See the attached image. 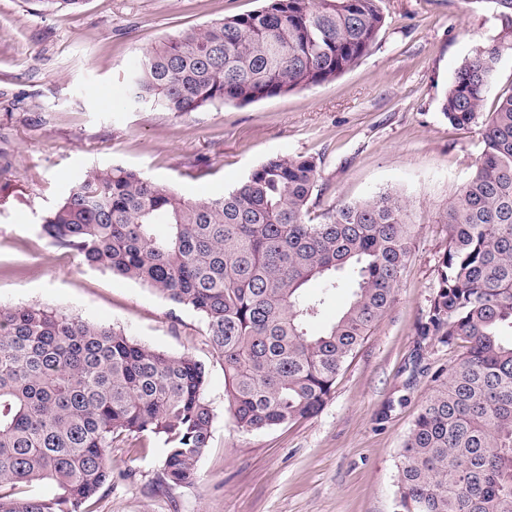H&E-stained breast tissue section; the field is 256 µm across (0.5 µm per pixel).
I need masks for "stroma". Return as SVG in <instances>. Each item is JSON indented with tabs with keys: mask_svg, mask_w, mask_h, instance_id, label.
Segmentation results:
<instances>
[{
	"mask_svg": "<svg viewBox=\"0 0 512 512\" xmlns=\"http://www.w3.org/2000/svg\"><path fill=\"white\" fill-rule=\"evenodd\" d=\"M263 0H85L47 13L0 0V307L38 303L121 328L209 369L210 446L191 485L162 483L163 443L113 440L112 481L93 512H394L399 454L434 374L458 345L422 339L448 245V202L484 144L478 127L444 117L446 90L479 48L499 44L484 113L512 91V38L492 0H379L384 23L369 53L341 76L245 106L177 116L122 107L143 53L165 38ZM315 161L310 217L384 190L402 196L411 253L389 310L344 365L316 416L258 433L239 430L223 367L201 317L146 286L86 265L53 245L41 220L92 167L121 166L191 198L234 188L273 157Z\"/></svg>",
	"mask_w": 512,
	"mask_h": 512,
	"instance_id": "stroma-1",
	"label": "stroma"
}]
</instances>
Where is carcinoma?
Here are the masks:
<instances>
[{"label":"carcinoma","instance_id":"1","mask_svg":"<svg viewBox=\"0 0 512 512\" xmlns=\"http://www.w3.org/2000/svg\"><path fill=\"white\" fill-rule=\"evenodd\" d=\"M492 2L512 37V0ZM382 24L378 0H268L147 51L127 99L184 114L317 86L364 57ZM498 60L495 46L477 50L442 101L451 125H480L484 149L448 202V246L417 333L466 351L436 373L404 440L396 512H512V92L481 119ZM318 179L313 160L275 157L233 190L187 201L134 170L91 168L41 231L195 311L236 426L259 432L322 409L388 311L411 250L407 205L392 192L311 222ZM313 279L318 296L306 292ZM345 279L348 307L311 334ZM208 374L114 327L35 303L1 307L0 512H89L121 433L160 438L163 481L194 483L211 437ZM37 483L52 493L22 494Z\"/></svg>","mask_w":512,"mask_h":512}]
</instances>
